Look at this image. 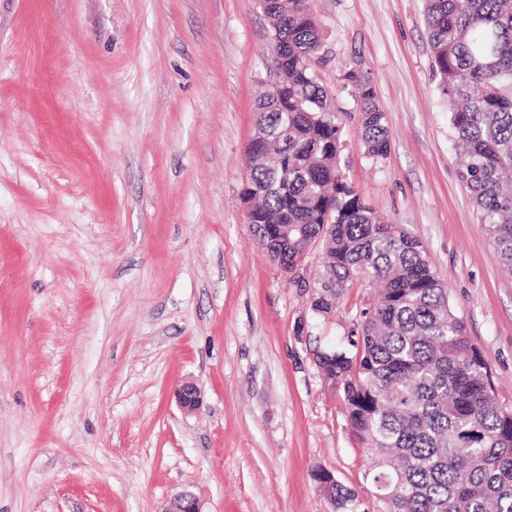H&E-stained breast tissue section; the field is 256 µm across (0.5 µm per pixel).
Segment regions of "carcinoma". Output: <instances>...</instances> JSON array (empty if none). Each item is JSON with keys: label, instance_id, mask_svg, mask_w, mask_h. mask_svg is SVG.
<instances>
[{"label": "carcinoma", "instance_id": "obj_1", "mask_svg": "<svg viewBox=\"0 0 512 512\" xmlns=\"http://www.w3.org/2000/svg\"><path fill=\"white\" fill-rule=\"evenodd\" d=\"M432 68L449 106L458 178L512 273V0H425ZM272 22L276 111L269 94L257 122L272 133L268 159L251 167L258 244L294 271L323 239L327 260L312 311L325 316L359 276L378 288L351 331L349 347L317 352L341 391L352 433L378 457L371 481L379 512H512V407L496 398L486 360L455 313L420 241L383 224L340 175L342 113L314 67L322 51L306 0H258ZM361 138L378 161L389 150L385 113L359 69ZM288 127V152L277 133ZM340 512L356 493L331 489Z\"/></svg>", "mask_w": 512, "mask_h": 512}]
</instances>
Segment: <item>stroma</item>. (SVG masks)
<instances>
[{
  "instance_id": "35a3bbf8",
  "label": "stroma",
  "mask_w": 512,
  "mask_h": 512,
  "mask_svg": "<svg viewBox=\"0 0 512 512\" xmlns=\"http://www.w3.org/2000/svg\"><path fill=\"white\" fill-rule=\"evenodd\" d=\"M344 113L343 181L416 236L512 404V276L461 187L423 0H308ZM256 0H0V512H338L380 504L375 454L314 363L368 281L310 309L247 219V148L276 79ZM361 69L390 148L365 152ZM193 382L203 405L182 410ZM315 478L320 489L330 498L332 496L334 500L336 499L337 509H340L341 512L359 511L356 493L352 489L347 488L340 483H336L337 480L331 470L322 468L316 473ZM333 484L336 486L332 487L330 496L328 487Z\"/></svg>"
}]
</instances>
